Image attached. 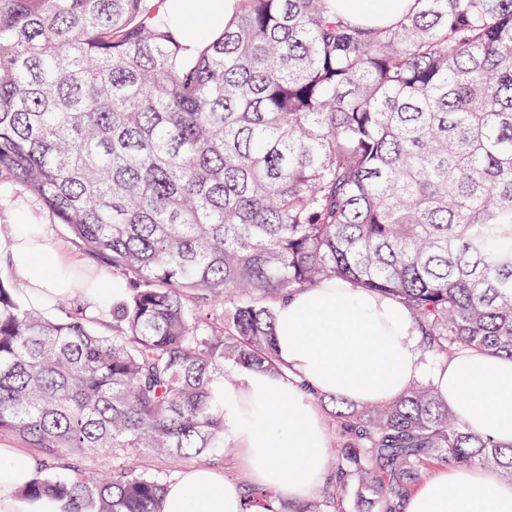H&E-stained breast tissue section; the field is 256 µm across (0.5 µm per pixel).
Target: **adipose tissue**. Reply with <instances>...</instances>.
I'll return each mask as SVG.
<instances>
[{"instance_id": "ef3b65f1", "label": "adipose tissue", "mask_w": 512, "mask_h": 512, "mask_svg": "<svg viewBox=\"0 0 512 512\" xmlns=\"http://www.w3.org/2000/svg\"><path fill=\"white\" fill-rule=\"evenodd\" d=\"M415 5L343 0L341 8L349 20L373 25L394 22ZM235 6L236 0H209L201 10L195 0H170L168 9L202 38ZM0 263L38 309L70 296L72 285L61 274L83 266L47 231L34 239L24 224L0 227ZM275 329L281 373L244 370L235 383L218 386L225 435L254 485L300 501L326 479L328 435L319 405L325 398L388 402L423 385L479 436L512 444V358L468 351L424 367L418 327L392 297L327 281L286 295L276 306ZM33 474L28 453L0 445V512H62L52 498L21 496ZM162 512H244V498L222 470L194 464L168 484ZM403 512H512V481L494 468L442 467L411 492Z\"/></svg>"}]
</instances>
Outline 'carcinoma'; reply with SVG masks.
<instances>
[{"label": "carcinoma", "instance_id": "cac0c4a2", "mask_svg": "<svg viewBox=\"0 0 512 512\" xmlns=\"http://www.w3.org/2000/svg\"><path fill=\"white\" fill-rule=\"evenodd\" d=\"M168 0H0V185L96 266L49 320L0 281V432L38 449L21 489L67 512H161L176 460L224 447L212 383L280 372L285 294L351 282L404 305L423 352L512 358V0H416L364 30L340 0H239L183 55ZM127 288L96 329L99 267ZM333 512L352 485L401 512L437 462L496 467L429 388L341 405ZM247 512H324L244 491Z\"/></svg>", "mask_w": 512, "mask_h": 512}]
</instances>
